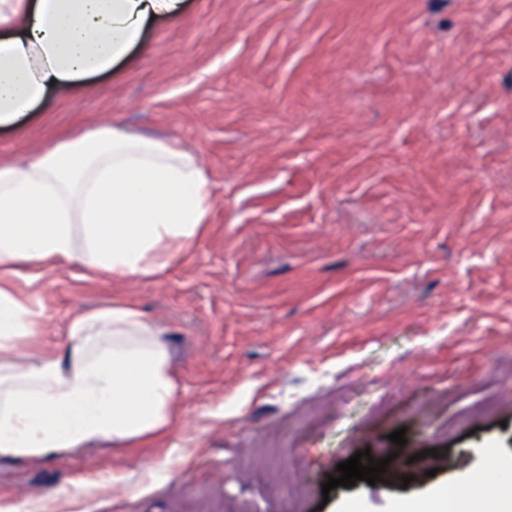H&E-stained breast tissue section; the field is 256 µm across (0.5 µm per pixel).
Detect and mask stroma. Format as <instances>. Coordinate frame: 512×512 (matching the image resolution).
<instances>
[{"label": "stroma", "instance_id": "1", "mask_svg": "<svg viewBox=\"0 0 512 512\" xmlns=\"http://www.w3.org/2000/svg\"><path fill=\"white\" fill-rule=\"evenodd\" d=\"M104 125L198 156L207 229L157 279L73 265L27 287L30 351L77 310L135 306L180 418L158 448L1 461L0 512H389L512 457V0H186L0 127V161ZM365 450L400 478L323 493Z\"/></svg>", "mask_w": 512, "mask_h": 512}]
</instances>
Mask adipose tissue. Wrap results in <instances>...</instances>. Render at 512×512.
<instances>
[{"label":"adipose tissue","mask_w":512,"mask_h":512,"mask_svg":"<svg viewBox=\"0 0 512 512\" xmlns=\"http://www.w3.org/2000/svg\"><path fill=\"white\" fill-rule=\"evenodd\" d=\"M184 0H0V125L49 93L111 71ZM212 186L176 142L101 126L23 163H0V460L29 462L102 441L153 448L178 420L163 332L135 307L74 313L68 341L17 359L42 311L15 290L76 264L84 278L152 279L205 231Z\"/></svg>","instance_id":"obj_1"}]
</instances>
